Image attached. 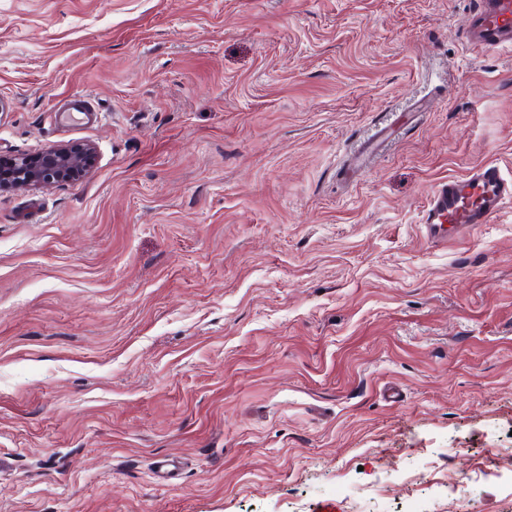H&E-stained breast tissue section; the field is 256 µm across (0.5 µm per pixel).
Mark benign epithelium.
Masks as SVG:
<instances>
[{
	"mask_svg": "<svg viewBox=\"0 0 512 512\" xmlns=\"http://www.w3.org/2000/svg\"><path fill=\"white\" fill-rule=\"evenodd\" d=\"M93 145L61 146L34 154L0 156V191L25 190L86 176L95 162Z\"/></svg>",
	"mask_w": 512,
	"mask_h": 512,
	"instance_id": "obj_1",
	"label": "benign epithelium"
}]
</instances>
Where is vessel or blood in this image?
<instances>
[{
  "label": "vessel or blood",
  "instance_id": "vessel-or-blood-1",
  "mask_svg": "<svg viewBox=\"0 0 512 512\" xmlns=\"http://www.w3.org/2000/svg\"><path fill=\"white\" fill-rule=\"evenodd\" d=\"M472 41L494 46L512 44V0H482L480 12L469 24ZM55 118L66 125H83L91 116L82 100H74ZM512 200V180L493 162L476 166L467 175L439 182L432 190L423 216L428 239L444 242L492 222L506 201Z\"/></svg>",
  "mask_w": 512,
  "mask_h": 512
}]
</instances>
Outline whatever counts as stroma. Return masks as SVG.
<instances>
[{"label": "stroma", "instance_id": "obj_1", "mask_svg": "<svg viewBox=\"0 0 512 512\" xmlns=\"http://www.w3.org/2000/svg\"><path fill=\"white\" fill-rule=\"evenodd\" d=\"M479 3L0 0V154L97 152L0 192V512H512V204L422 223L512 178ZM84 102L81 99H77L71 102L67 109H54L51 112H56L55 119L66 125H85L92 120L90 113L85 109ZM102 115L96 113L94 122H100ZM508 200H512V180L494 162L441 181L433 188L423 216L426 236L446 242L448 237L489 224Z\"/></svg>", "mask_w": 512, "mask_h": 512}]
</instances>
